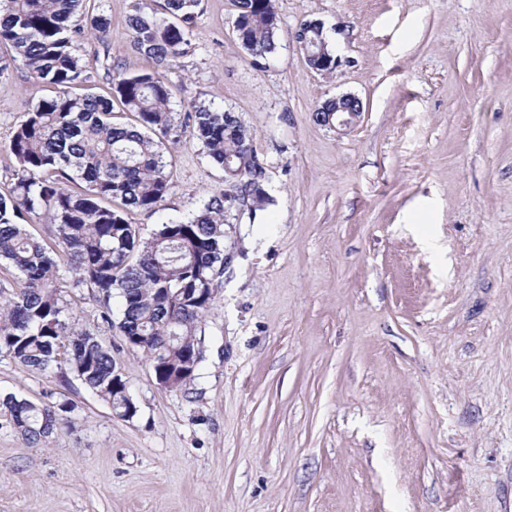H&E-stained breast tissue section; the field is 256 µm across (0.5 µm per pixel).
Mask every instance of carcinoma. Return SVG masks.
<instances>
[{"instance_id": "obj_1", "label": "carcinoma", "mask_w": 512, "mask_h": 512, "mask_svg": "<svg viewBox=\"0 0 512 512\" xmlns=\"http://www.w3.org/2000/svg\"><path fill=\"white\" fill-rule=\"evenodd\" d=\"M87 0H0V43L32 85L54 94L39 98L14 130L8 148L17 163L9 195L0 194V355L46 371L61 364L120 418L135 402L112 384V349L75 327L64 289L88 287L111 327L142 337L149 365L178 364L199 352L198 337L224 284V224L229 196L250 188L270 201L265 168L257 165L252 133L242 117L209 105L193 106L189 138L198 141L226 181L187 219H167L148 238L127 219L133 210H159L169 187L163 138L171 130L170 89L163 70L186 53V25L200 0H163L128 19L131 44L152 63L148 70L109 75L115 99L135 123L112 121V99L76 93L90 76L73 51L83 34L69 25ZM243 52L265 58L278 45L275 0H231ZM118 203L115 209L112 203ZM38 219L54 226L49 248L26 229ZM66 267L69 281L60 273ZM120 298L118 322L110 301ZM175 336L177 340L167 341ZM0 410L28 444L68 424L67 401L34 403L13 394Z\"/></svg>"}]
</instances>
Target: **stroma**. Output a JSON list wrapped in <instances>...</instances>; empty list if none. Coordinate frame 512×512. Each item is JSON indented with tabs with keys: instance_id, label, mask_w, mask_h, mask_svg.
I'll use <instances>...</instances> for the list:
<instances>
[{
	"instance_id": "stroma-1",
	"label": "stroma",
	"mask_w": 512,
	"mask_h": 512,
	"mask_svg": "<svg viewBox=\"0 0 512 512\" xmlns=\"http://www.w3.org/2000/svg\"><path fill=\"white\" fill-rule=\"evenodd\" d=\"M96 0L106 42L74 49L88 88L146 68L127 19ZM275 54L255 61L230 0H200L165 72L169 190L128 219L150 237L188 218L224 173L185 133L192 103L239 113L266 167L264 208L232 224L198 382L157 385L145 355L72 292L80 329L111 347L132 419L73 378L0 356V395L74 405L27 445L0 416V512H507L512 506V0H275ZM319 20L341 59L311 69L292 32ZM363 103L340 133L315 108ZM32 89L0 76L7 144Z\"/></svg>"
}]
</instances>
